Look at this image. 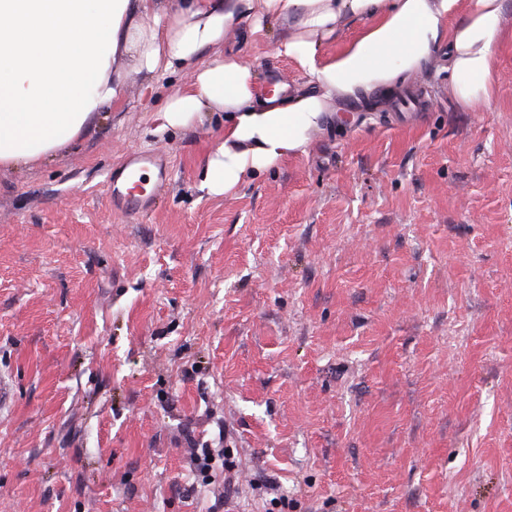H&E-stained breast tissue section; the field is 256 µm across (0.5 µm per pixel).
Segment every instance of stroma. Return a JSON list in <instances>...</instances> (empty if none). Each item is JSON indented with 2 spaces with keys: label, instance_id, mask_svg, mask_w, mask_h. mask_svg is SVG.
Wrapping results in <instances>:
<instances>
[{
  "label": "stroma",
  "instance_id": "stroma-1",
  "mask_svg": "<svg viewBox=\"0 0 512 512\" xmlns=\"http://www.w3.org/2000/svg\"><path fill=\"white\" fill-rule=\"evenodd\" d=\"M490 110L440 55L431 105L336 101L306 152L199 187L224 115L160 131L182 83L123 101L52 160L0 173V512H512V0ZM280 25L226 48L302 88ZM166 154L152 207L105 179ZM210 446L231 469L197 480ZM149 167L156 168L158 173L156 181L147 192L144 187L138 189V185L142 183L140 172ZM137 174H139V179L134 181ZM168 180L169 166L166 156L131 152L126 155L124 164L112 172L107 181L112 207L126 216L139 215L147 211L156 193L165 186Z\"/></svg>",
  "mask_w": 512,
  "mask_h": 512
}]
</instances>
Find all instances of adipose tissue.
Returning a JSON list of instances; mask_svg holds the SVG:
<instances>
[{
    "instance_id": "1",
    "label": "adipose tissue",
    "mask_w": 512,
    "mask_h": 512,
    "mask_svg": "<svg viewBox=\"0 0 512 512\" xmlns=\"http://www.w3.org/2000/svg\"><path fill=\"white\" fill-rule=\"evenodd\" d=\"M244 19L287 24L276 51L316 93L260 88L224 48ZM353 19L370 25L326 56L324 40ZM504 21V0H0V170L43 162L79 140L123 99L129 62L148 80L161 72L187 80L161 112L162 129L227 113L224 140L201 171L202 189L222 195L305 152L334 99L392 89L440 45L449 95L473 110L488 106Z\"/></svg>"
}]
</instances>
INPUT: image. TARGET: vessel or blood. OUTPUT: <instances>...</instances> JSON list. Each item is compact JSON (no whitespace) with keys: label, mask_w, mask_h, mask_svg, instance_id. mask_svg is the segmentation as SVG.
I'll use <instances>...</instances> for the list:
<instances>
[{"label":"vessel or blood","mask_w":512,"mask_h":512,"mask_svg":"<svg viewBox=\"0 0 512 512\" xmlns=\"http://www.w3.org/2000/svg\"><path fill=\"white\" fill-rule=\"evenodd\" d=\"M157 170L155 182L150 189L139 188L137 174L146 168ZM169 179V166L166 156L132 152L107 181V190L115 210L126 216H136L151 206L154 194L160 191Z\"/></svg>","instance_id":"vessel-or-blood-1"}]
</instances>
